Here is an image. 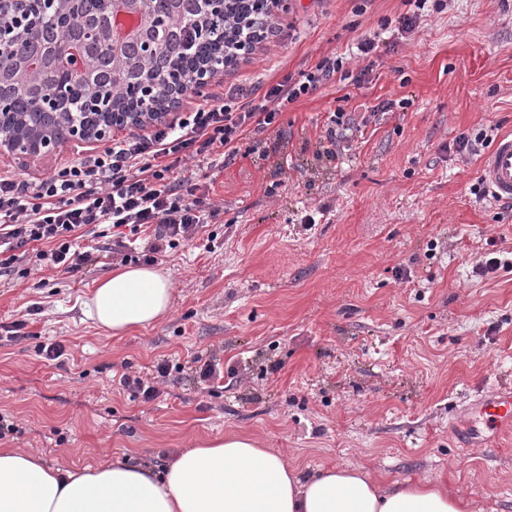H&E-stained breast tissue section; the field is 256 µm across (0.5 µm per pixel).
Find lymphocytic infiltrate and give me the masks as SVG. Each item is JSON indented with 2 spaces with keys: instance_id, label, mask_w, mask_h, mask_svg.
I'll return each mask as SVG.
<instances>
[{
  "instance_id": "f902f5d3",
  "label": "lymphocytic infiltrate",
  "mask_w": 512,
  "mask_h": 512,
  "mask_svg": "<svg viewBox=\"0 0 512 512\" xmlns=\"http://www.w3.org/2000/svg\"><path fill=\"white\" fill-rule=\"evenodd\" d=\"M343 65L341 57H324L299 79L269 87L258 103L243 90L227 91L217 103L192 107L150 134L112 142L43 180L1 176L0 272L45 264L77 271L91 258L86 236L99 231L117 236L128 250L148 230L164 249L200 238L211 213L188 179L177 176L186 160L256 151L279 104L313 93Z\"/></svg>"
}]
</instances>
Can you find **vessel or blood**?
<instances>
[{
  "instance_id": "1",
  "label": "vessel or blood",
  "mask_w": 512,
  "mask_h": 512,
  "mask_svg": "<svg viewBox=\"0 0 512 512\" xmlns=\"http://www.w3.org/2000/svg\"><path fill=\"white\" fill-rule=\"evenodd\" d=\"M479 176L492 200L512 202V134L495 139L480 160ZM468 413L471 421L460 430L465 444L512 432V389L500 387L477 398Z\"/></svg>"
}]
</instances>
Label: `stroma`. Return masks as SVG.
I'll list each match as a JSON object with an SVG mask.
<instances>
[{
	"mask_svg": "<svg viewBox=\"0 0 512 512\" xmlns=\"http://www.w3.org/2000/svg\"><path fill=\"white\" fill-rule=\"evenodd\" d=\"M407 10L287 0L279 39L183 96L185 109L232 86L258 99L323 57L346 59L283 109L255 153L220 168L189 162L213 181L217 249L155 251L175 293L163 321L114 336L85 315L96 281L121 263L109 236L89 238L78 271L0 277V415L15 426L1 446L51 465L161 468L245 434L306 475L360 465L386 482L464 491L474 512H512V437L465 448L456 432L472 401L512 385V274L480 267L487 240L512 253V204L477 197L479 159L457 151L461 135L512 132V0H448L393 45L349 57ZM335 112L353 124L331 159L318 150ZM98 149L0 154V175L42 179ZM41 342L63 344L62 360L39 355ZM164 359L181 370L158 381L156 399L120 386ZM208 360L223 375L204 382Z\"/></svg>",
	"mask_w": 512,
	"mask_h": 512,
	"instance_id": "1",
	"label": "stroma"
}]
</instances>
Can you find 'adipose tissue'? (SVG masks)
<instances>
[{
    "label": "adipose tissue",
    "mask_w": 512,
    "mask_h": 512,
    "mask_svg": "<svg viewBox=\"0 0 512 512\" xmlns=\"http://www.w3.org/2000/svg\"><path fill=\"white\" fill-rule=\"evenodd\" d=\"M173 301L163 269L123 266L97 282L84 306L116 335L165 319ZM0 512H472V505L436 483L381 484L362 467L303 478L279 451L227 434L184 450L161 472L119 461L69 470L0 448Z\"/></svg>",
    "instance_id": "obj_1"
}]
</instances>
